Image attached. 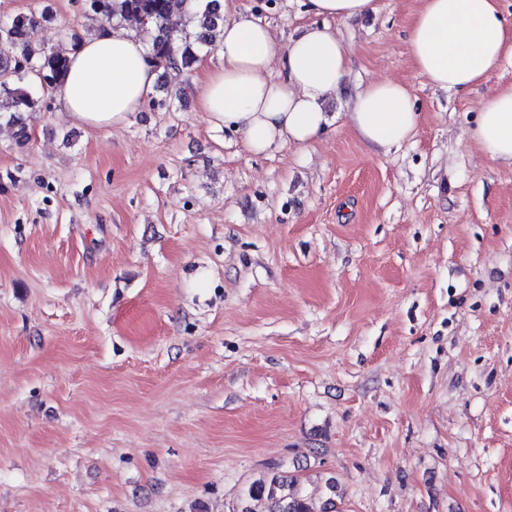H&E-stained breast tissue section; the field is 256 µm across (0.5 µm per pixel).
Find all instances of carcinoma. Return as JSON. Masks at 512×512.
Masks as SVG:
<instances>
[{
	"instance_id": "carcinoma-1",
	"label": "carcinoma",
	"mask_w": 512,
	"mask_h": 512,
	"mask_svg": "<svg viewBox=\"0 0 512 512\" xmlns=\"http://www.w3.org/2000/svg\"><path fill=\"white\" fill-rule=\"evenodd\" d=\"M88 17L106 15L121 20L134 19L149 38V57L155 66L177 75L195 69L201 51L221 35L224 17L219 0H195L196 10H188L190 0H85ZM52 19L49 11L40 15L18 14L0 19V113L9 114L7 125L20 146L29 133L20 114L33 112L43 99L33 95L25 82L36 77L45 87L61 85L69 60L66 51L48 49L37 41L41 22ZM253 505L241 512H331L316 509L313 498L304 494L297 478L258 481L249 486Z\"/></svg>"
}]
</instances>
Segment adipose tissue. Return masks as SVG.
<instances>
[{
  "label": "adipose tissue",
  "mask_w": 512,
  "mask_h": 512,
  "mask_svg": "<svg viewBox=\"0 0 512 512\" xmlns=\"http://www.w3.org/2000/svg\"><path fill=\"white\" fill-rule=\"evenodd\" d=\"M377 0H307L317 23L287 43L237 0H224V31L214 46L221 57L209 70L198 108L214 125L238 131L248 150L267 153L283 144L319 141L333 120L324 109L350 72V55L326 21L344 22L377 12ZM416 71L432 86L465 91L512 56V24L499 0H422L407 27ZM60 110L90 127H119L140 111L156 73L135 26L86 38L71 53ZM419 114L409 88L393 79L361 86L346 114L355 136L372 152H387L416 132ZM495 162L512 165V86L483 101L469 133Z\"/></svg>",
  "instance_id": "adipose-tissue-1"
}]
</instances>
